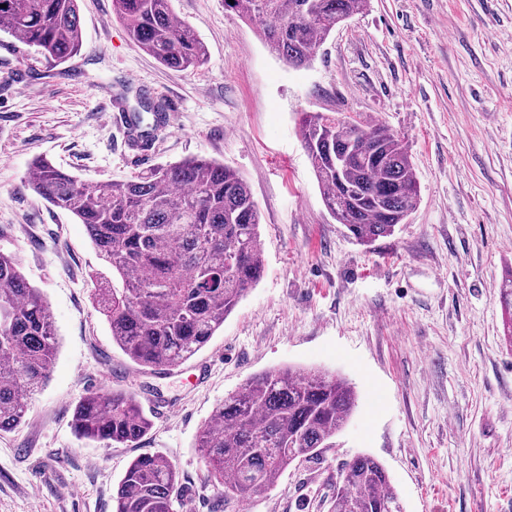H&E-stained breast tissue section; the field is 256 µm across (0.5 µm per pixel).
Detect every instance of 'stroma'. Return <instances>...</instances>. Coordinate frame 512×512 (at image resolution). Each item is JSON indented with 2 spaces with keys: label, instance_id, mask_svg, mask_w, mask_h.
Listing matches in <instances>:
<instances>
[{
  "label": "stroma",
  "instance_id": "stroma-1",
  "mask_svg": "<svg viewBox=\"0 0 512 512\" xmlns=\"http://www.w3.org/2000/svg\"><path fill=\"white\" fill-rule=\"evenodd\" d=\"M173 5L207 49L193 72L136 47L112 0H79L83 48L61 65L0 33V252L17 256L59 335L48 384L0 432V512H112L147 451L175 465L178 512H216L200 428L249 378L285 365L345 378L357 407L336 447L288 468L249 512H308L360 454L386 467L405 512H512V347L498 293L512 270V0H370L299 70L224 0ZM140 88L172 116L141 148L122 111ZM306 112L379 120L407 143L420 200L394 235L362 245L326 209L301 146ZM190 155L249 184L265 272L200 351L144 371L93 305L90 274L105 264L84 225L22 180L39 156L112 181ZM104 388L136 390L152 421L138 446L74 435V406Z\"/></svg>",
  "mask_w": 512,
  "mask_h": 512
}]
</instances>
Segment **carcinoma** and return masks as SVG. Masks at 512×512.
<instances>
[{"label":"carcinoma","mask_w":512,"mask_h":512,"mask_svg":"<svg viewBox=\"0 0 512 512\" xmlns=\"http://www.w3.org/2000/svg\"><path fill=\"white\" fill-rule=\"evenodd\" d=\"M369 0H224L258 26L264 43L290 68L314 60L336 27ZM130 40L163 66L187 71L206 62L194 29L173 0H112ZM0 32L59 64L83 47L78 0H0ZM133 136L165 127V101L142 92ZM305 150L326 208L364 245L393 235L419 200L404 140L380 121H342L334 113L301 119ZM23 186L72 214L119 285L94 289L115 343L134 363L176 367L202 349L264 272L261 217L247 182L214 159L192 156L120 181L82 180L35 158ZM512 344V274L499 285ZM57 351L47 300L0 253V431L16 428L45 385ZM352 386L316 369L257 374L224 399L203 425L197 447L206 482L224 509L274 487L293 464L336 446L356 408ZM75 435L135 446L151 428L133 390L101 389L72 412ZM181 484L172 461L137 456L112 495L113 512H177ZM328 512H403L385 467L360 455L338 470Z\"/></svg>","instance_id":"carcinoma-1"}]
</instances>
